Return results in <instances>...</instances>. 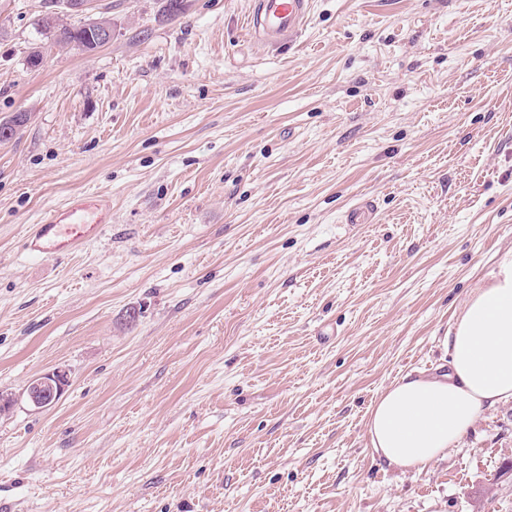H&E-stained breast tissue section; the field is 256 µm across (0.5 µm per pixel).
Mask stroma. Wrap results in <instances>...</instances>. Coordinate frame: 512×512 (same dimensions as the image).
Segmentation results:
<instances>
[{
  "mask_svg": "<svg viewBox=\"0 0 512 512\" xmlns=\"http://www.w3.org/2000/svg\"><path fill=\"white\" fill-rule=\"evenodd\" d=\"M250 2L93 0L65 14L111 21L86 54L36 25L61 0H0V121L29 115L0 142V501L512 512V402L420 473L366 435L512 248V0H313L277 44ZM85 194L112 198L97 240L25 250ZM63 374L62 370H54L52 372L38 375L34 377L29 383L28 390V398L30 402L36 406V408H42L46 405L48 398L55 396L58 400L63 392L58 397L61 392L60 388V378ZM54 397L50 400V403H53Z\"/></svg>",
  "mask_w": 512,
  "mask_h": 512,
  "instance_id": "obj_1",
  "label": "stroma"
}]
</instances>
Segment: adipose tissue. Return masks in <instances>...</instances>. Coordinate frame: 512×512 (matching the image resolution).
<instances>
[{
    "label": "adipose tissue",
    "mask_w": 512,
    "mask_h": 512,
    "mask_svg": "<svg viewBox=\"0 0 512 512\" xmlns=\"http://www.w3.org/2000/svg\"><path fill=\"white\" fill-rule=\"evenodd\" d=\"M443 336L446 371H410L369 409L370 448L420 472L447 455L486 409L512 401V249Z\"/></svg>",
    "instance_id": "ef3b65f1"
}]
</instances>
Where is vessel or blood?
I'll return each instance as SVG.
<instances>
[{
    "label": "vessel or blood",
    "instance_id": "1",
    "mask_svg": "<svg viewBox=\"0 0 512 512\" xmlns=\"http://www.w3.org/2000/svg\"><path fill=\"white\" fill-rule=\"evenodd\" d=\"M311 0H252L248 16L252 37L276 43L298 33L305 25ZM112 221L109 199L77 195L34 225L24 245L29 253L56 257L96 240Z\"/></svg>",
    "mask_w": 512,
    "mask_h": 512
}]
</instances>
